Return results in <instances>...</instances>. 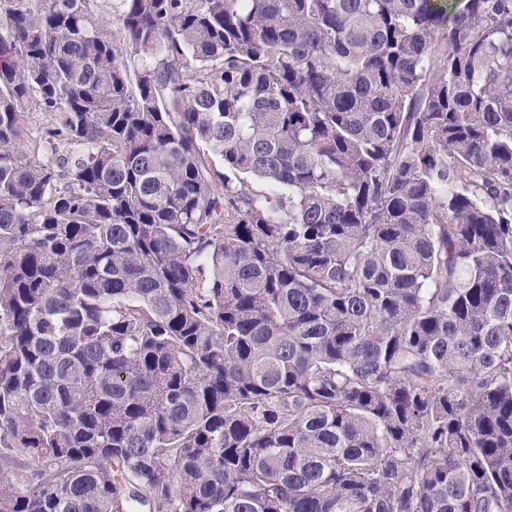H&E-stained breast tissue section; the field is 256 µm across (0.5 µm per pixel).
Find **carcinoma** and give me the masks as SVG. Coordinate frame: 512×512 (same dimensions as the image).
<instances>
[{
  "mask_svg": "<svg viewBox=\"0 0 512 512\" xmlns=\"http://www.w3.org/2000/svg\"><path fill=\"white\" fill-rule=\"evenodd\" d=\"M0 458V512H512V0H0Z\"/></svg>",
  "mask_w": 512,
  "mask_h": 512,
  "instance_id": "cac0c4a2",
  "label": "carcinoma"
}]
</instances>
